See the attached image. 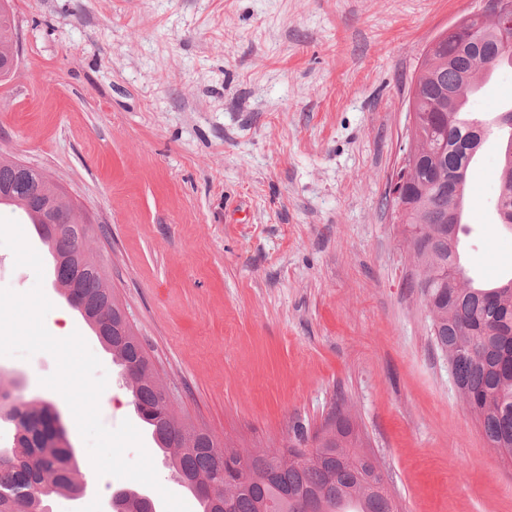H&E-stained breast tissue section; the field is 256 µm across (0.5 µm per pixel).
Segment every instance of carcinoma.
<instances>
[{
    "label": "carcinoma",
    "instance_id": "cac0c4a2",
    "mask_svg": "<svg viewBox=\"0 0 512 512\" xmlns=\"http://www.w3.org/2000/svg\"><path fill=\"white\" fill-rule=\"evenodd\" d=\"M15 26L0 5V65L13 49ZM498 28L481 25L473 40L462 30L433 46L416 78L421 125L411 144L413 166L406 185L403 234L424 272L419 288L430 318V336L448 360L454 384L479 421L495 452L512 457V278L475 283L461 265L459 211L465 203L467 169L482 134L468 114L469 97L489 71L512 67V54H494ZM500 223L512 227V165L499 171ZM53 194L43 175H19L0 156V206L21 210L47 246L53 283L112 355L124 377L130 403L154 444L165 455L174 480L187 491L211 485L198 498L200 512H393L387 492L366 477L377 467L352 416L338 407L307 447L298 433L283 452L242 450L211 432L177 418L165 386L154 376L135 335L123 329V312L96 258L85 252V225L68 221V201L57 217L42 219ZM54 409L35 406L23 382L0 372V512H52L51 496H70L82 482L71 446Z\"/></svg>",
    "mask_w": 512,
    "mask_h": 512
}]
</instances>
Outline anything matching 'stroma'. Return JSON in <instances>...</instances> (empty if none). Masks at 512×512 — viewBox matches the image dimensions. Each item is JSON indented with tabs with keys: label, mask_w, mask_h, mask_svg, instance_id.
<instances>
[{
	"label": "stroma",
	"mask_w": 512,
	"mask_h": 512,
	"mask_svg": "<svg viewBox=\"0 0 512 512\" xmlns=\"http://www.w3.org/2000/svg\"><path fill=\"white\" fill-rule=\"evenodd\" d=\"M18 63L0 83V151L62 185L177 416L276 450L335 407L359 423L401 512H512V462L488 448L429 335L388 201L423 52L473 0H13ZM512 69L472 99L491 125ZM491 130L467 171L475 282L512 276ZM101 361L103 424L135 414ZM41 352L0 356L60 415L102 512L137 481L91 477Z\"/></svg>",
	"instance_id": "35a3bbf8"
}]
</instances>
